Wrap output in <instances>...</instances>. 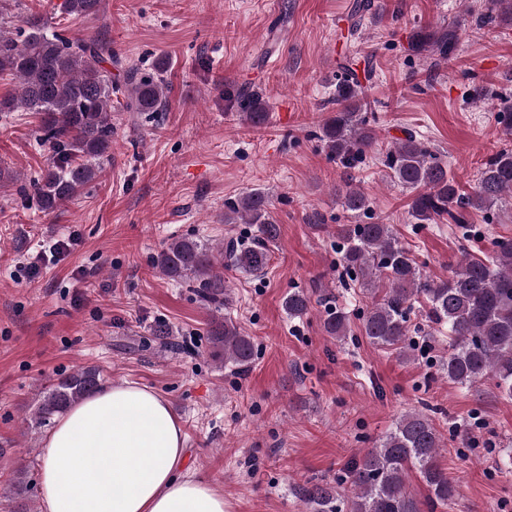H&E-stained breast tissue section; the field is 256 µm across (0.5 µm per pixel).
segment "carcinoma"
Instances as JSON below:
<instances>
[{"label":"carcinoma","mask_w":512,"mask_h":512,"mask_svg":"<svg viewBox=\"0 0 512 512\" xmlns=\"http://www.w3.org/2000/svg\"><path fill=\"white\" fill-rule=\"evenodd\" d=\"M0 0V74L19 82V94L0 100V113L19 108L41 115L39 142L50 156L38 176L20 188L25 198H34L39 210L50 213L65 205L91 185L111 159L112 103L123 112H160L168 86L162 77L166 60L156 73L143 74L133 66L121 81L103 63L118 62L112 44L99 36L73 38L55 30L41 17L6 21V5ZM101 0H62L58 11L65 18L96 17ZM512 19V0H489L477 22L488 26ZM455 34L448 29L420 28L413 35L412 51L448 57ZM365 90L355 75L344 72L337 79L330 103L336 112L322 128L321 140L328 154L351 165L372 149L376 131L360 116ZM237 107L244 120L259 126L266 119L261 98L238 94ZM498 119L505 135L512 136V99L501 98ZM384 166L392 182L412 193L409 213L417 224H436L448 219L464 228L470 211H486L504 197L512 196V149L503 148L481 169L473 193L464 196L448 174V162L433 152L413 132L396 140L387 151ZM342 204L354 217L370 211L369 197L351 183L342 191ZM224 223L250 224L255 235L244 242L230 237L212 248L199 241L179 238L156 256L155 266L169 278L188 279L202 299L218 313L226 307L228 285L224 265L243 274L262 272L269 261V243L279 229L265 193L253 190L224 203ZM336 249L345 275L357 280L373 295L360 319L359 330L368 342L383 351L405 355L411 302L424 298V316L448 329V354L441 357L439 371L455 384L469 388L490 381L505 399L512 400V239L493 243L484 258H463L450 275L437 280L421 273L410 252L388 224L336 225ZM311 299L302 292L288 294L283 307L288 317L307 314ZM323 327L338 339L350 330L348 313L337 307L324 310ZM209 336L224 350V363L244 372L254 356L250 337L229 314L213 316ZM104 378L94 368H78L51 383L30 415V425L40 429L73 404L103 388ZM444 445L433 419L421 412H408L379 439L374 448L355 460L348 478L354 495L349 512H421L409 491L411 477L428 489L429 502L452 508L457 488L438 463ZM304 500L321 508L334 500V490L315 484L302 489Z\"/></svg>","instance_id":"cac0c4a2"}]
</instances>
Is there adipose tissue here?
Segmentation results:
<instances>
[{
  "label": "adipose tissue",
  "mask_w": 512,
  "mask_h": 512,
  "mask_svg": "<svg viewBox=\"0 0 512 512\" xmlns=\"http://www.w3.org/2000/svg\"><path fill=\"white\" fill-rule=\"evenodd\" d=\"M165 397L124 383L72 406L44 437L40 512H224V495L186 470Z\"/></svg>",
  "instance_id": "ef3b65f1"
}]
</instances>
